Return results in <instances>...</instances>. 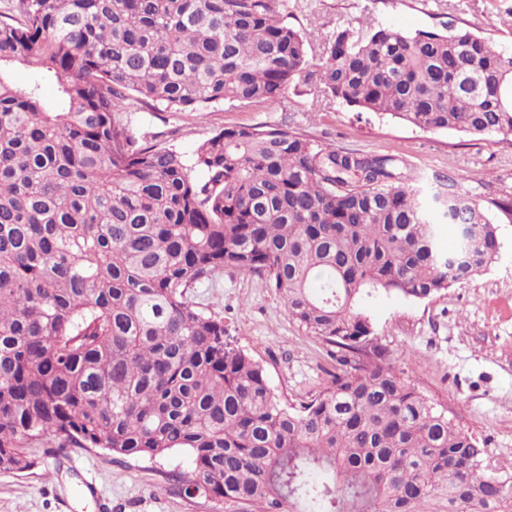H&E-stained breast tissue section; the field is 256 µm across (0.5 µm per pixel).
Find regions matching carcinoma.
<instances>
[{
  "instance_id": "1",
  "label": "carcinoma",
  "mask_w": 512,
  "mask_h": 512,
  "mask_svg": "<svg viewBox=\"0 0 512 512\" xmlns=\"http://www.w3.org/2000/svg\"><path fill=\"white\" fill-rule=\"evenodd\" d=\"M283 0H7L0 12V472L31 453L186 452L216 512H512V481L394 369L365 302L429 299L487 269L478 200L431 196L407 161L225 128L192 154L140 143L126 102L197 111L296 81L426 132L512 139V54L466 28L336 30L320 63ZM56 78V95L13 79ZM469 233L442 249L438 220ZM267 277L336 348L295 401L187 290ZM13 77L14 80L20 84H27L31 82L39 83L45 97H52L56 92V79L50 74L21 67L14 71Z\"/></svg>"
}]
</instances>
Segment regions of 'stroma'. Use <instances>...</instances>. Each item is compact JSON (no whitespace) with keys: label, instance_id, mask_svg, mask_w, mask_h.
<instances>
[{"label":"stroma","instance_id":"1","mask_svg":"<svg viewBox=\"0 0 512 512\" xmlns=\"http://www.w3.org/2000/svg\"><path fill=\"white\" fill-rule=\"evenodd\" d=\"M285 18L307 34L315 62L336 28L368 19L412 32L467 28L512 52V0H288ZM122 119L138 142L187 153L227 127L279 125L342 151L404 158L431 193L452 180L460 193L482 202L512 197L511 143L430 133L356 112L308 80L273 102L187 112L134 102ZM487 216L501 248L485 272L426 300L378 296L368 311L400 375L484 443L490 473L512 478V216L492 207ZM187 297L204 314L223 318L227 335L264 365L285 398L317 393L336 367L329 346L299 327L263 277L227 269ZM189 468L181 451L149 459L70 448L40 457L30 471L0 473V512H99L81 493L92 479L112 512H214L207 499L171 489L170 475Z\"/></svg>","mask_w":512,"mask_h":512}]
</instances>
